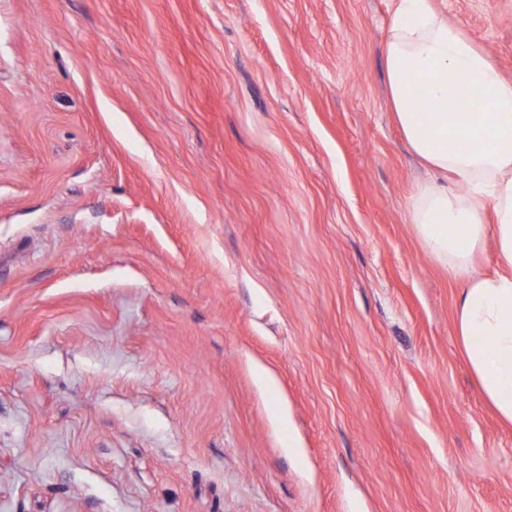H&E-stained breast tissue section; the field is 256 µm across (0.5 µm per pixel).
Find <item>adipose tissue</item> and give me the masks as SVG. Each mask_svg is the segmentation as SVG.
I'll return each instance as SVG.
<instances>
[{
	"label": "adipose tissue",
	"mask_w": 512,
	"mask_h": 512,
	"mask_svg": "<svg viewBox=\"0 0 512 512\" xmlns=\"http://www.w3.org/2000/svg\"><path fill=\"white\" fill-rule=\"evenodd\" d=\"M384 56L391 110L429 170L410 222L430 257L465 278L455 335L485 400L512 425V80L434 0H395ZM479 91L481 109L470 111ZM489 246L502 271L475 273Z\"/></svg>",
	"instance_id": "1"
}]
</instances>
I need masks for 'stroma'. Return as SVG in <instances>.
Instances as JSON below:
<instances>
[{
  "mask_svg": "<svg viewBox=\"0 0 512 512\" xmlns=\"http://www.w3.org/2000/svg\"><path fill=\"white\" fill-rule=\"evenodd\" d=\"M434 3L512 79V0ZM392 10L0 0V512H512Z\"/></svg>",
  "mask_w": 512,
  "mask_h": 512,
  "instance_id": "1",
  "label": "stroma"
}]
</instances>
